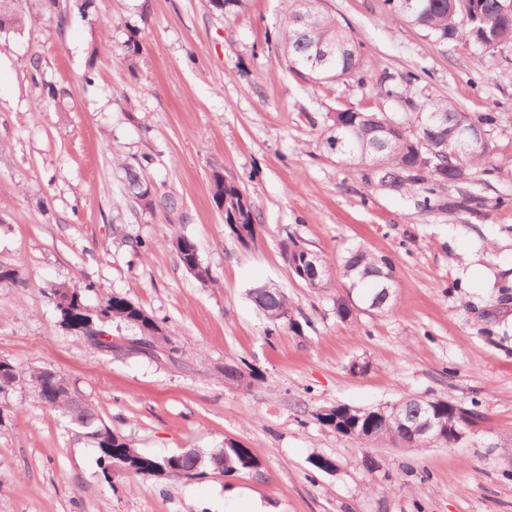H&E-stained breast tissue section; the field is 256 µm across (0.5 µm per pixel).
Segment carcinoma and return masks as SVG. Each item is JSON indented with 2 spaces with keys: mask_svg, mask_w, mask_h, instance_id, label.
<instances>
[{
  "mask_svg": "<svg viewBox=\"0 0 512 512\" xmlns=\"http://www.w3.org/2000/svg\"><path fill=\"white\" fill-rule=\"evenodd\" d=\"M249 0H209L213 10L228 17L247 8ZM322 0H288V10L274 41L288 69L303 79L315 83H328L344 77L359 76L366 67L365 54L339 24L336 17L321 7ZM389 7L405 16L412 24L427 33L432 42L446 46L459 43L477 46L489 53L496 52L492 45H512V18L502 17L504 0H412L413 8L402 6L403 0H387ZM27 16L14 10L0 18V34L15 32L26 25ZM332 48L326 57L319 49ZM417 124L406 127L396 123L387 129L393 119L380 112L344 109L336 111L331 124L323 133L324 147L354 164H371L374 178L380 184L392 185L406 192L417 188L422 192L419 204L428 209L442 207L437 188L464 181L473 171L485 166L489 155L488 143L475 144L462 150L454 130L464 113L448 99L428 97L419 106ZM152 157L143 155L125 167V190L146 210L156 206L173 210L177 202L172 197L157 198L153 185L146 177ZM212 200L224 214V226L229 235L246 245L256 239L257 209L253 202L243 199L240 188L233 180L214 175ZM179 262L185 271L203 286L213 282L209 266L202 263L196 243L188 237L178 236L172 241ZM306 246L288 236L283 240L282 252L287 264L304 265ZM338 275L344 280L345 294L336 298V314L346 320L353 316L349 301L368 309H383L389 305L383 285L396 291L397 278L392 263L383 255L357 248L341 259ZM56 308L61 322L69 330L88 336L85 320L92 318L95 329L108 333L114 322L128 324L139 330L150 325L163 327V323L149 315L127 298L113 294L103 301L95 314L86 315L87 308L80 294L61 289L54 290ZM252 297L268 321L275 327L288 325L298 329L291 317L288 298L278 288L254 289ZM43 369L32 370L28 383L38 400L60 409L70 421L82 430L100 453L105 469L118 464L130 470V477L167 480H192L206 474L215 465L224 475L244 471H259L260 461L248 448L230 441L221 454L210 462L197 452L180 451L158 456L138 451L126 439L112 431L98 409L88 400L71 404L67 391L57 389L51 381H42ZM430 416L441 434L435 442L452 447L459 433L472 422L481 419L470 408L446 398H409L401 404L399 417L384 418L378 409H353L337 405L327 412L316 414V419L336 432L355 436L367 443L389 440L400 443L411 441L406 424L415 418Z\"/></svg>",
  "mask_w": 512,
  "mask_h": 512,
  "instance_id": "carcinoma-1",
  "label": "carcinoma"
}]
</instances>
